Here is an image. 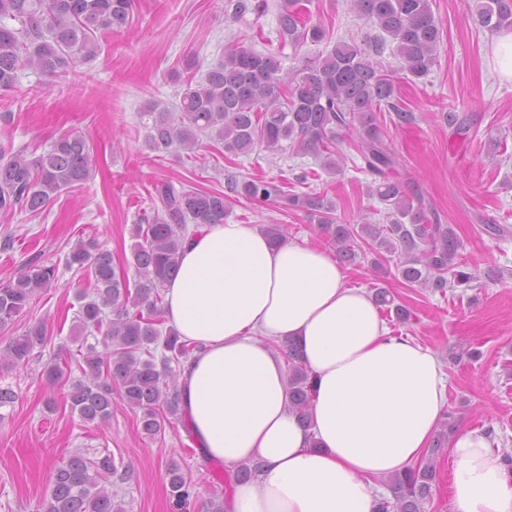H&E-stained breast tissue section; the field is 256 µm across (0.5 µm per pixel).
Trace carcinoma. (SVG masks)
Segmentation results:
<instances>
[{
	"instance_id": "cac0c4a2",
	"label": "carcinoma",
	"mask_w": 512,
	"mask_h": 512,
	"mask_svg": "<svg viewBox=\"0 0 512 512\" xmlns=\"http://www.w3.org/2000/svg\"><path fill=\"white\" fill-rule=\"evenodd\" d=\"M133 0H0V90L12 89L18 72L34 68L61 77L90 62L99 52L97 33L121 29L129 23ZM357 15L387 38L370 52L355 43L338 41L325 54L307 59L289 80L277 60L252 47L236 44L224 61L200 81H185L174 108L147 107L151 125L148 148L165 155L195 153L208 139L224 153L250 155L259 147L279 152L289 147L297 156L311 155L329 175L343 171L338 149L344 139L355 142L372 181L367 195L386 206L385 224L341 219L336 203L319 193H297L284 179L244 180L230 190L253 205L281 202L317 224L336 257L354 263L373 255L371 266L384 274L395 262L401 278L419 288L444 293L468 288L471 273L462 270L460 238L450 224L433 219L431 208L397 180L400 162L385 141L377 113H393L396 125L411 121L412 113L395 102L396 73L422 77L435 65L442 31L430 0H351ZM474 22L490 32L512 27V0H466ZM16 22L10 26L6 21ZM280 36L292 46L327 36L320 24H309L301 0H283L279 10ZM395 44L397 72L384 69L378 56L386 39ZM93 156L86 135L67 132L38 156L22 150H0V211L17 210L40 215L57 193L86 181ZM151 219L135 224L131 261L117 269L109 253L97 251L92 240H79L69 251L67 266L84 273L89 287L76 292L80 301L72 328L82 340L83 378L72 383L67 403L86 422L107 421L112 395L140 412L144 435L154 438L167 425L183 420L176 383V367L195 346L183 341L161 319V293L176 276L179 251L191 229L201 224H222L225 195L188 189L164 181L155 186ZM134 278H129L128 268ZM55 267L32 259L12 280L0 284V327L14 320L41 290L51 286ZM378 307L409 320L408 309L383 288L373 294ZM101 334L104 350L84 340ZM48 343L46 325L16 337L7 348L14 363H25ZM161 355H156V352ZM288 365L289 407L309 421L313 381L295 343L283 344ZM68 365L63 351L45 365L50 381ZM456 421L448 414L434 434L433 453L420 463L388 479L391 497L381 496L374 512H427L436 484V452L448 446ZM261 463L242 462L225 473L224 484L245 483L256 476ZM117 472L114 457L95 459L71 455L53 471L52 487L36 512H122L112 491L104 486ZM169 491L176 502L190 496V481L178 465L168 468Z\"/></svg>"
}]
</instances>
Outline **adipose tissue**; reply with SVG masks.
<instances>
[{"mask_svg":"<svg viewBox=\"0 0 512 512\" xmlns=\"http://www.w3.org/2000/svg\"><path fill=\"white\" fill-rule=\"evenodd\" d=\"M164 293L166 325L195 346L179 389L197 448L208 461L263 464L225 512H373L375 480L421 459L446 406L441 362L392 335L323 248L205 224L184 240ZM288 338L314 379L306 424L271 346ZM450 448L455 512H512V479L483 432H457Z\"/></svg>","mask_w":512,"mask_h":512,"instance_id":"obj_1","label":"adipose tissue"}]
</instances>
